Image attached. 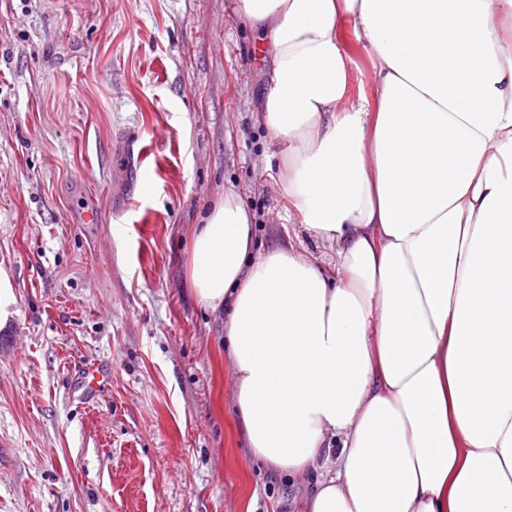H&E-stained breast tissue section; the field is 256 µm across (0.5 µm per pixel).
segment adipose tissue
Returning <instances> with one entry per match:
<instances>
[{
    "label": "adipose tissue",
    "instance_id": "adipose-tissue-1",
    "mask_svg": "<svg viewBox=\"0 0 512 512\" xmlns=\"http://www.w3.org/2000/svg\"><path fill=\"white\" fill-rule=\"evenodd\" d=\"M271 60L257 114L327 253L254 255L235 193L189 288L227 313L252 456L306 512H512V0H235ZM350 21L374 98L349 91Z\"/></svg>",
    "mask_w": 512,
    "mask_h": 512
}]
</instances>
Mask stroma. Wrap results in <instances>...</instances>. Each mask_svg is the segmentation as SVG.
I'll return each mask as SVG.
<instances>
[{
  "instance_id": "obj_1",
  "label": "stroma",
  "mask_w": 512,
  "mask_h": 512,
  "mask_svg": "<svg viewBox=\"0 0 512 512\" xmlns=\"http://www.w3.org/2000/svg\"><path fill=\"white\" fill-rule=\"evenodd\" d=\"M268 64L233 0H0V512H300L249 453L223 319L186 280L227 190L256 251L299 228L254 118Z\"/></svg>"
}]
</instances>
